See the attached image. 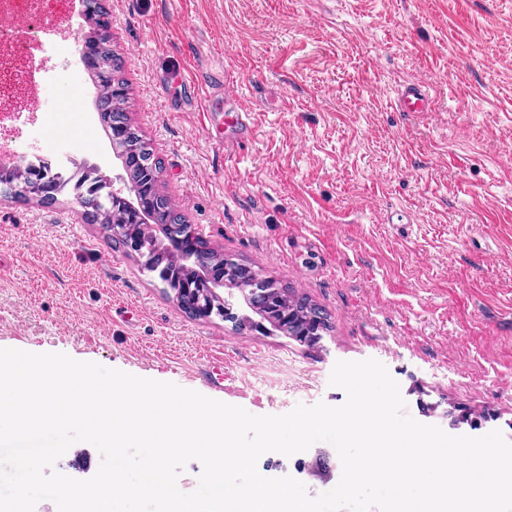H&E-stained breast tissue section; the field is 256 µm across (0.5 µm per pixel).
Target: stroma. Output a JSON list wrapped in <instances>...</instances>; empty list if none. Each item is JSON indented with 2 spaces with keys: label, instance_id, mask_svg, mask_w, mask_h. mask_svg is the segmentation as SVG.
Here are the masks:
<instances>
[{
  "label": "stroma",
  "instance_id": "stroma-1",
  "mask_svg": "<svg viewBox=\"0 0 512 512\" xmlns=\"http://www.w3.org/2000/svg\"><path fill=\"white\" fill-rule=\"evenodd\" d=\"M134 125L163 192L206 246L323 310L312 345L236 300L182 312L137 258L86 222L73 193L46 206L0 196V348L64 353L171 382L254 415L346 400L337 361L375 359L404 414L446 433L512 442V0H103ZM80 38L94 28L75 15ZM72 43L40 83L46 154L105 180L123 172ZM432 94L399 112L400 84ZM250 114L240 141L226 123ZM225 361L223 391L188 378ZM101 463L73 444L56 471ZM264 477L310 495L342 464L318 442L264 454Z\"/></svg>",
  "mask_w": 512,
  "mask_h": 512
}]
</instances>
